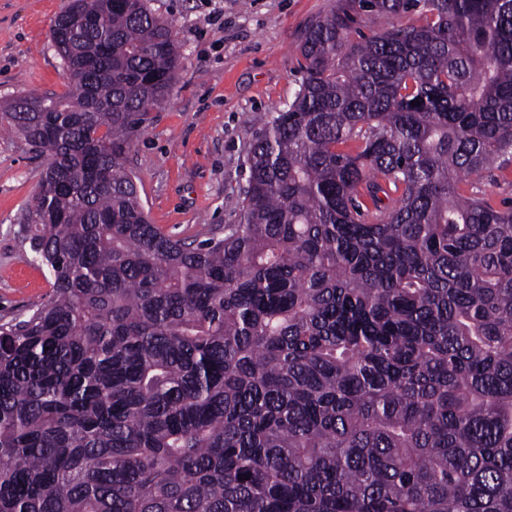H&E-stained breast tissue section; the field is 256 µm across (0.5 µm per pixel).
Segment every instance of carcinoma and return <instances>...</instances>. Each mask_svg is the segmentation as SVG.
<instances>
[{
	"mask_svg": "<svg viewBox=\"0 0 512 512\" xmlns=\"http://www.w3.org/2000/svg\"><path fill=\"white\" fill-rule=\"evenodd\" d=\"M51 41L68 92L7 112L52 294L0 324V512H512V206L462 188L512 161V0H336L201 241L126 170L168 25L69 0Z\"/></svg>",
	"mask_w": 512,
	"mask_h": 512,
	"instance_id": "1",
	"label": "carcinoma"
}]
</instances>
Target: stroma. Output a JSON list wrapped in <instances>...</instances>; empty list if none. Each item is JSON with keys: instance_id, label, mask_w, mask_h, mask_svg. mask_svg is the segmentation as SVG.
Segmentation results:
<instances>
[{"instance_id": "35a3bbf8", "label": "stroma", "mask_w": 512, "mask_h": 512, "mask_svg": "<svg viewBox=\"0 0 512 512\" xmlns=\"http://www.w3.org/2000/svg\"><path fill=\"white\" fill-rule=\"evenodd\" d=\"M68 0H0V109L24 95L61 96L63 63L50 27ZM180 47L168 103L132 139L127 168L152 223L178 238L237 223L238 189L256 115L285 109L299 87L298 45L332 0H148ZM48 154L0 122V320L52 291L20 220Z\"/></svg>"}]
</instances>
